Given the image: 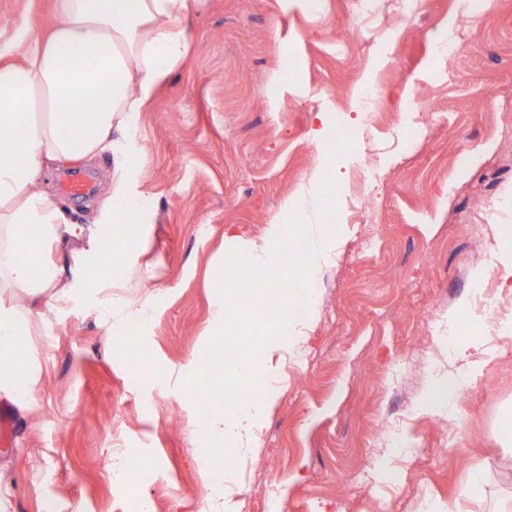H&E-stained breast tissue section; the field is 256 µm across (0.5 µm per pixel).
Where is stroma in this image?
<instances>
[{
  "label": "stroma",
  "instance_id": "1",
  "mask_svg": "<svg viewBox=\"0 0 512 512\" xmlns=\"http://www.w3.org/2000/svg\"><path fill=\"white\" fill-rule=\"evenodd\" d=\"M31 21L49 30L52 0H0V31ZM188 57L157 102L141 113L139 169L127 172L149 201L141 244L121 279L68 257V275L94 297L42 309L29 324L38 372L30 407L0 401V496L11 512H127L129 498L153 512H207L197 430L183 386L216 331L219 267L262 243L284 222L287 198L333 172L344 224L312 287L307 341L285 355L258 443L227 479L238 499L220 512H265L264 474L280 476L284 512H512V450L495 432L512 411V326L491 340L482 373L447 411L418 407L436 374H459L441 337H485L471 301L479 253L498 255L493 230L512 225V0H209L186 23ZM460 42L452 55L440 41ZM383 90V115L363 124L356 91ZM280 89L278 98L268 86ZM424 103L430 117L415 145L404 129ZM334 129L358 127L359 142L332 147L326 165L311 137L317 112ZM383 153L362 226L351 210L365 143ZM478 152L464 176L462 157ZM99 177L91 201L62 196L63 168H46L38 189L70 221L97 230L117 175L110 152L85 166ZM372 229L374 252L358 241ZM150 299L155 316L116 337L98 304ZM426 362L396 373L399 360ZM151 370L127 384L134 354ZM142 460L125 486L112 478L114 449ZM480 473L479 494L468 492Z\"/></svg>",
  "mask_w": 512,
  "mask_h": 512
}]
</instances>
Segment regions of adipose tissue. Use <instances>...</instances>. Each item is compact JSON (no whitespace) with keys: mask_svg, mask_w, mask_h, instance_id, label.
Returning a JSON list of instances; mask_svg holds the SVG:
<instances>
[{"mask_svg":"<svg viewBox=\"0 0 512 512\" xmlns=\"http://www.w3.org/2000/svg\"><path fill=\"white\" fill-rule=\"evenodd\" d=\"M207 0H54L57 24L41 31L31 23L14 25L0 36V138L20 135L22 162L0 161V400L29 407L34 367L23 366L17 343L26 336L36 308L90 295L65 279L64 265L53 259L31 269L24 258L30 244L25 230L39 226L35 244L49 251L69 249L96 264L118 229L132 223L146 200L127 183L117 184L103 206L101 226L87 235L67 223L61 208L36 189L49 165L78 166L104 151L132 162L139 114L157 97L160 86L189 49L183 22L202 12ZM82 62L70 63L73 53ZM20 290L31 299L21 309L5 299ZM286 336L264 345L260 359L233 357L226 371L250 378L272 375L276 356L297 349L303 327L289 323L288 307L274 309ZM272 389L251 386L234 413L218 410L199 431L205 448L235 455L249 447L271 403Z\"/></svg>","mask_w":512,"mask_h":512,"instance_id":"1","label":"adipose tissue"}]
</instances>
